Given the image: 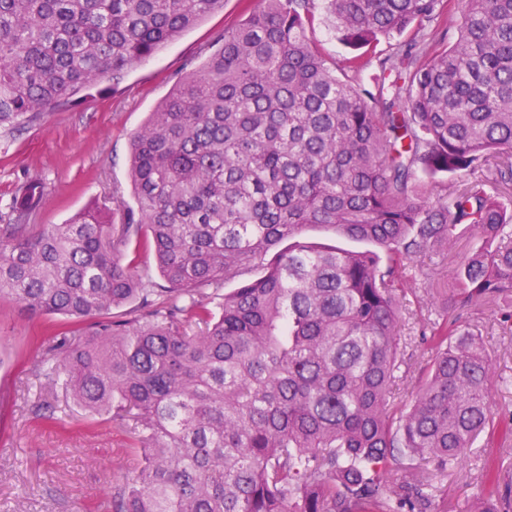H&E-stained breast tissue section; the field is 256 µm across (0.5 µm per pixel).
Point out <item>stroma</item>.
I'll return each instance as SVG.
<instances>
[{
    "label": "stroma",
    "mask_w": 512,
    "mask_h": 512,
    "mask_svg": "<svg viewBox=\"0 0 512 512\" xmlns=\"http://www.w3.org/2000/svg\"><path fill=\"white\" fill-rule=\"evenodd\" d=\"M244 14L243 0H224L179 39L150 59L127 69L120 84L103 79L97 91L73 105L45 113L13 133L0 132V224L21 183L40 179L44 197L32 215L35 224H62L92 206L96 197L116 191L130 196V140L150 112L210 52L214 36ZM476 240L465 234L453 247L424 254V274L409 294L414 319L403 322L406 373L396 402L412 399L420 369L433 352L419 338L427 320L442 317L469 325L482 337L492 364L490 395L497 415L512 418V328L500 324L495 303L482 301L442 311L454 292V271ZM55 316L29 317L11 298H0V512H112V491L138 459L128 428L92 418L66 401L60 389L36 376L41 339ZM51 403L56 418H36L37 402ZM497 473L496 490L505 512H512V439L485 443L435 485L434 512H473L487 487L486 467Z\"/></svg>",
    "instance_id": "1"
}]
</instances>
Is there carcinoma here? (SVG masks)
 <instances>
[{
  "label": "carcinoma",
  "instance_id": "1",
  "mask_svg": "<svg viewBox=\"0 0 512 512\" xmlns=\"http://www.w3.org/2000/svg\"><path fill=\"white\" fill-rule=\"evenodd\" d=\"M249 2L132 136V201L29 224L43 184L18 188L0 297L72 322L36 374L134 434L141 464L114 512H429L436 472L482 434L512 437L486 351L455 321L422 329L434 356L390 413L404 273L423 253L475 233L443 306L495 301L512 321V208L440 179L491 161L512 185V0H322L355 49L412 32L339 76L314 38L316 0ZM221 3L0 0V129L121 80ZM440 16L456 38L427 46ZM371 66L377 82L359 84ZM311 226L371 249L313 245ZM252 268L211 306L207 289ZM135 300L143 314L112 318ZM405 460L427 467L412 478Z\"/></svg>",
  "mask_w": 512,
  "mask_h": 512
}]
</instances>
